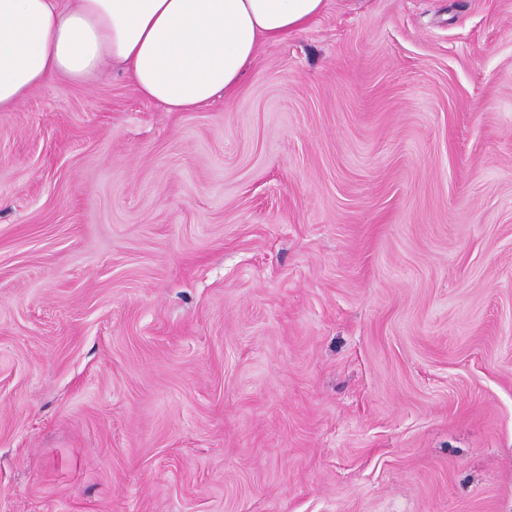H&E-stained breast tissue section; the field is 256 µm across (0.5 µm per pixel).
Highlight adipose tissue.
I'll return each mask as SVG.
<instances>
[{
  "label": "adipose tissue",
  "mask_w": 512,
  "mask_h": 512,
  "mask_svg": "<svg viewBox=\"0 0 512 512\" xmlns=\"http://www.w3.org/2000/svg\"><path fill=\"white\" fill-rule=\"evenodd\" d=\"M326 0H0V112L63 77L120 64L145 98L172 112L234 91L260 43L321 15Z\"/></svg>",
  "instance_id": "obj_1"
}]
</instances>
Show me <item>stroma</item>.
<instances>
[{
    "mask_svg": "<svg viewBox=\"0 0 512 512\" xmlns=\"http://www.w3.org/2000/svg\"><path fill=\"white\" fill-rule=\"evenodd\" d=\"M0 512H512V0L0 112Z\"/></svg>",
    "mask_w": 512,
    "mask_h": 512,
    "instance_id": "35a3bbf8",
    "label": "stroma"
}]
</instances>
